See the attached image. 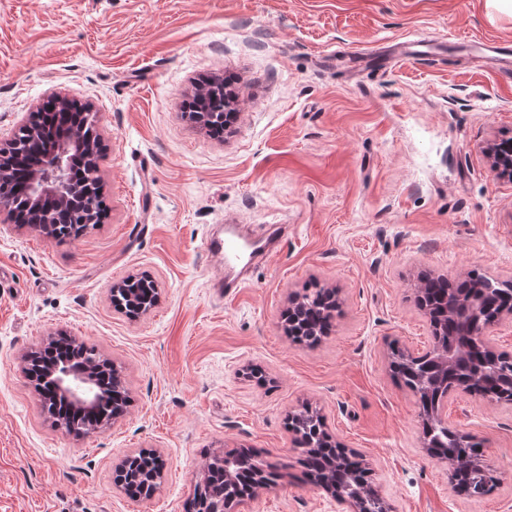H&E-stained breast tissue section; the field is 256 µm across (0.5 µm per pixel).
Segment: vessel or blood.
I'll list each match as a JSON object with an SVG mask.
<instances>
[{"mask_svg":"<svg viewBox=\"0 0 512 512\" xmlns=\"http://www.w3.org/2000/svg\"><path fill=\"white\" fill-rule=\"evenodd\" d=\"M393 57L400 62H433L437 59L433 52L415 50L410 40L395 44ZM279 239L280 229L274 224L265 225L259 233L244 224H228L221 234L207 238V256L219 259L224 265L225 297L237 295L252 261L258 258L268 260L277 254Z\"/></svg>","mask_w":512,"mask_h":512,"instance_id":"1","label":"vessel or blood"}]
</instances>
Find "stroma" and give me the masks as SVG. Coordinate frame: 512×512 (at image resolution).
<instances>
[{"label":"stroma","mask_w":512,"mask_h":512,"mask_svg":"<svg viewBox=\"0 0 512 512\" xmlns=\"http://www.w3.org/2000/svg\"><path fill=\"white\" fill-rule=\"evenodd\" d=\"M426 35L471 44L336 68L337 53L381 59ZM491 38L512 40V14L490 0H0V142L51 94L92 104L108 205L66 244L0 235V512H186L205 462L240 450L283 468L242 512H349L302 475L287 418L306 408L363 455L392 512H512V405L443 402L496 470L470 497L423 448L390 369L392 347H432L423 274L512 281V179L487 153L512 137V79L465 61ZM205 76L236 95L220 140L184 114ZM224 224L285 228L231 299L200 250ZM141 273L159 298L132 319L112 285ZM311 283L337 308L304 347L283 313ZM59 332L117 367L123 417L81 436L54 426L21 356ZM140 450L166 470L136 500L113 479ZM431 39L406 40L395 44L393 58L398 62L419 61L433 62L437 60V55L431 51H414L413 47L427 46L433 42Z\"/></svg>","instance_id":"1"}]
</instances>
